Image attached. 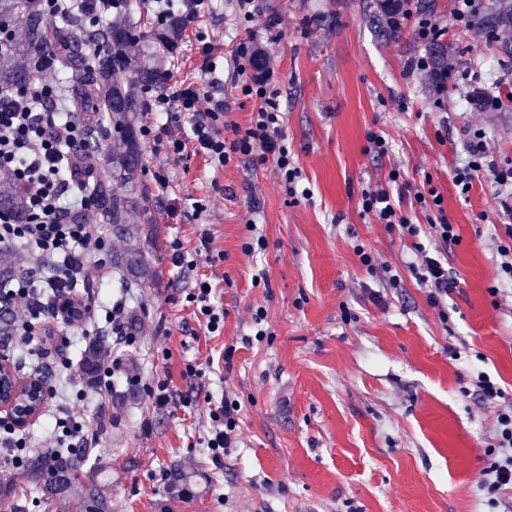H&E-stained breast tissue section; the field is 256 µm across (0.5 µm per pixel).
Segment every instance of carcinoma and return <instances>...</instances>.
<instances>
[{
	"label": "carcinoma",
	"mask_w": 512,
	"mask_h": 512,
	"mask_svg": "<svg viewBox=\"0 0 512 512\" xmlns=\"http://www.w3.org/2000/svg\"><path fill=\"white\" fill-rule=\"evenodd\" d=\"M12 53L0 56V85L22 86L30 79L20 61L33 55L55 60L58 71L73 86V110L89 113L91 124L104 120L112 127V138L118 147L107 160L93 163L91 190L96 206L113 224L126 225L128 239L138 238L140 228L133 218L141 214L140 200L131 195L112 193V183L136 186L141 172V144L136 131L138 112L142 111V92L165 83L166 72L159 67L139 64L131 47L146 38L131 21L129 7L112 14V23L88 31L77 26L59 27L48 20L41 0H0V26L10 25ZM99 46L94 63L83 66L84 46ZM433 73L448 70V47L439 42L428 46ZM18 218L25 215L21 196L6 176L0 177V211ZM108 355V346L99 339L90 345L84 365L89 372L101 365ZM81 462L60 453L54 457L40 456L30 467L31 474L43 481V490L51 491L68 482Z\"/></svg>",
	"instance_id": "cac0c4a2"
}]
</instances>
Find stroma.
<instances>
[{
  "instance_id": "1",
  "label": "stroma",
  "mask_w": 512,
  "mask_h": 512,
  "mask_svg": "<svg viewBox=\"0 0 512 512\" xmlns=\"http://www.w3.org/2000/svg\"><path fill=\"white\" fill-rule=\"evenodd\" d=\"M376 14L375 0H259L257 15L242 23L229 0H216L165 54L178 77L196 80L204 62L196 35L205 32L229 76L236 45L253 39L278 73L283 130L313 198L290 203L273 163L218 169L194 154L170 166L168 188H157L151 171L161 155L143 141L139 186L150 218L141 227L143 267L137 281L110 285L143 326L126 349L142 383L118 378L102 393L88 386L77 407L103 421L101 441L82 451L81 469L54 495L27 467L0 473L1 484L15 486L19 512H86L91 487L103 512H478L495 410L478 400L471 377L482 369L512 394V285L489 292L497 285L495 186L479 179L463 199L451 176L480 127L489 132L488 151L512 160V82L500 78L512 63V27L495 39L443 36L453 81L465 77L500 96L501 111L473 110L452 87L439 110L428 78L408 66L425 44L384 43ZM372 132L389 139V155L367 152ZM427 174L460 231L448 249L459 286L445 322L403 270L409 239L359 205L362 190L385 185L402 195L413 223L427 224L404 192ZM199 200L208 205L201 213ZM252 223L268 240L258 261L241 248ZM205 229L223 261L201 256L194 269L173 267L170 241L198 249ZM359 243L401 270L400 287L368 274L353 250ZM261 270L268 282L253 286ZM201 275L218 283L215 302L226 312L218 336L205 335L186 300ZM260 307L269 336L240 345ZM44 319L62 341L42 374L50 387L68 373L85 380L89 344L101 338L112 346L121 335L108 325L86 334L53 314ZM461 343L467 352L453 360L448 349ZM228 345L236 348L232 368L216 367L205 390L182 378L186 362L221 359ZM166 379L180 406L151 404L145 385ZM208 392L241 406L235 446L220 468L202 442Z\"/></svg>"
}]
</instances>
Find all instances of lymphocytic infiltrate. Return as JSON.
Segmentation results:
<instances>
[{
  "mask_svg": "<svg viewBox=\"0 0 512 512\" xmlns=\"http://www.w3.org/2000/svg\"><path fill=\"white\" fill-rule=\"evenodd\" d=\"M69 2L64 8L60 0H45L48 16L83 25L111 14L123 0ZM50 66L48 58L31 57L28 67L33 77L27 84L0 87V174L7 175L21 191L27 213L23 221L0 214V253L21 250L27 255L20 276L0 280V315L12 322L19 345L35 357L44 355L51 343L50 332L40 324L47 292L60 294L56 312L71 326L102 320L121 325L130 315L125 299L95 294L96 287L111 281L112 265L105 258L107 243L101 225L88 219L93 203L82 190L78 165L93 131L86 119L71 112L62 89L43 80L42 74ZM201 72L203 81L199 84L169 76L145 106L143 136L152 138L172 161L180 159L188 147L219 168L245 157L257 165L274 161L288 196L311 200L312 191L283 132L275 71L260 65L253 40L238 43L233 54V84L257 102L247 125L228 121L230 104L226 98L201 90L205 84H223L217 62L205 58ZM183 118L191 121L192 136L187 143L172 132ZM483 138V132H476L466 159L453 169L452 182L463 197L482 177L497 188L502 213L510 218L498 237L497 279L512 284V162L491 157ZM414 200L440 215L430 234H423L420 225L411 222L388 191L362 192L360 205L364 214L411 240L413 251L407 270L444 319L448 316V297L458 287L448 272L446 253L450 245L459 242V232L444 214L442 195L430 184L415 190ZM188 299L206 331L220 335L225 313L213 301L211 283L197 282ZM471 382L483 403L498 407L488 444L492 461L478 481L486 506L496 512L503 507L505 495L512 492V399L485 371H476ZM239 412L236 402H209L207 450L215 466H223L224 455L236 440ZM52 413L55 423L49 450L97 447L99 430L93 428L85 411L74 408L69 396H56Z\"/></svg>",
  "mask_w": 512,
  "mask_h": 512,
  "instance_id": "lymphocytic-infiltrate-1",
  "label": "lymphocytic infiltrate"
}]
</instances>
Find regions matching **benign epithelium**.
<instances>
[{"label": "benign epithelium", "instance_id": "benign-epithelium-1", "mask_svg": "<svg viewBox=\"0 0 512 512\" xmlns=\"http://www.w3.org/2000/svg\"><path fill=\"white\" fill-rule=\"evenodd\" d=\"M48 397V388L38 380L17 379L9 358L0 356V412L20 428L35 417Z\"/></svg>", "mask_w": 512, "mask_h": 512}]
</instances>
